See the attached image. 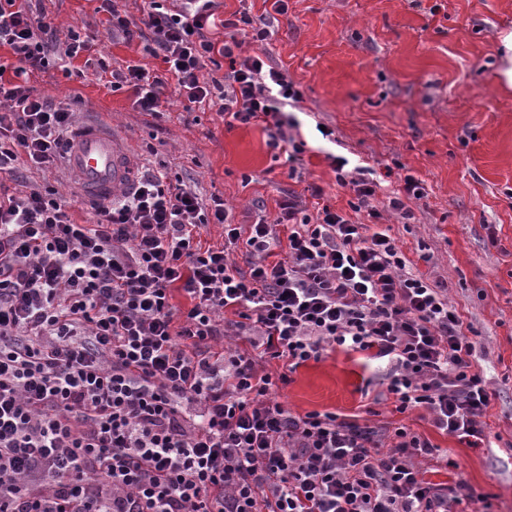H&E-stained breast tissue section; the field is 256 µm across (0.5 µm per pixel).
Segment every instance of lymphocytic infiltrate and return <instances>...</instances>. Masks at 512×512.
Returning a JSON list of instances; mask_svg holds the SVG:
<instances>
[{
	"label": "lymphocytic infiltrate",
	"instance_id": "1",
	"mask_svg": "<svg viewBox=\"0 0 512 512\" xmlns=\"http://www.w3.org/2000/svg\"><path fill=\"white\" fill-rule=\"evenodd\" d=\"M102 7L112 36L143 41L166 66L112 70L113 91L133 88L135 109L161 117L170 86L225 124H264L288 160L303 153L284 131L300 92L262 55L237 53L236 29L261 47L266 24L245 10L217 19L215 0H149L138 28L113 0ZM1 46L43 71L90 42L73 29L58 38L28 0H0ZM217 55L228 64L220 79L203 73ZM4 74L0 175L17 187L0 188V512H458L474 501L465 481L425 480L437 452L428 439L293 413L273 392L287 374L263 365L369 353L389 368L397 412L425 409L436 428L486 447L493 392L474 369L471 328L388 229H371L366 168L349 177L346 158L332 159L365 224L289 192L276 214L238 226L221 196L154 169L78 224L58 188L27 185L17 167L58 166L77 117ZM211 224L223 225L222 246L202 244ZM238 246L242 266L229 258ZM177 289L187 310L172 302ZM227 336L250 351L224 352Z\"/></svg>",
	"mask_w": 512,
	"mask_h": 512
}]
</instances>
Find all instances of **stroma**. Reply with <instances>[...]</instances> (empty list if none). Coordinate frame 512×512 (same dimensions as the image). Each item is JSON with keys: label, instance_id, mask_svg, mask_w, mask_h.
Wrapping results in <instances>:
<instances>
[{"label": "stroma", "instance_id": "1", "mask_svg": "<svg viewBox=\"0 0 512 512\" xmlns=\"http://www.w3.org/2000/svg\"><path fill=\"white\" fill-rule=\"evenodd\" d=\"M217 2L222 19L244 7L255 17L269 14L265 50L302 96L289 131L305 143L300 161L275 158L263 125L227 127L215 111L186 109L171 89L162 118L134 111L132 92H112L110 74L80 57L69 71L29 74L28 84L71 106L79 120L114 127L138 167L166 162L186 186L223 197L237 224L260 205L276 213L288 191L367 222L366 213H353L354 194L337 184L332 159L369 167L380 224L476 331L474 368L496 392L485 418L491 447H468L437 429L425 410L396 412L386 365L363 354L338 349L292 373L270 359L265 370L275 378L289 373L277 396L295 413L413 429L454 462L429 471L430 481H466L479 496L473 512L486 502L493 512H512V91L497 73L512 0H422L418 8L409 0H287L284 14L268 13L264 0ZM100 5L42 2L60 32L87 33L112 66L133 60L163 72L140 41L112 39ZM323 126L330 138L320 134ZM408 175L425 195L410 200L414 217L402 224L386 197ZM315 186L321 198H312Z\"/></svg>", "mask_w": 512, "mask_h": 512}]
</instances>
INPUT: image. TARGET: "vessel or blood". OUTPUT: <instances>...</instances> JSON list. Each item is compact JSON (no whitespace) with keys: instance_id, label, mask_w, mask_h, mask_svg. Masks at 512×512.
Instances as JSON below:
<instances>
[{"instance_id":"b4317fda","label":"vessel or blood","mask_w":512,"mask_h":512,"mask_svg":"<svg viewBox=\"0 0 512 512\" xmlns=\"http://www.w3.org/2000/svg\"><path fill=\"white\" fill-rule=\"evenodd\" d=\"M64 165L73 174L84 199L110 203L117 189L132 190L136 161L127 145L107 126L78 124L64 146Z\"/></svg>"}]
</instances>
